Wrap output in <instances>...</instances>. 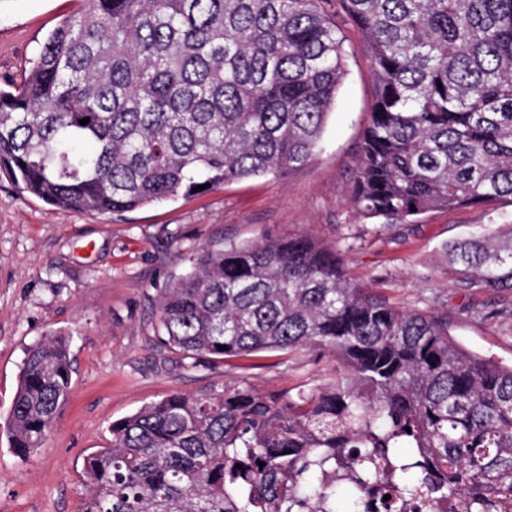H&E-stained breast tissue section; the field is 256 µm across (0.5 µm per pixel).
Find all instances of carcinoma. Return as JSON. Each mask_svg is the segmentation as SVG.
<instances>
[{"instance_id":"obj_1","label":"carcinoma","mask_w":512,"mask_h":512,"mask_svg":"<svg viewBox=\"0 0 512 512\" xmlns=\"http://www.w3.org/2000/svg\"><path fill=\"white\" fill-rule=\"evenodd\" d=\"M81 2L0 89V175L50 206L120 213L305 165L346 75L347 24L375 75L357 215L512 200V0ZM445 254L458 287L512 290L511 223ZM190 263L160 301L165 346L195 361L315 349L347 382L151 402L84 459L82 512H512V365L462 348L442 315L367 294L308 232L209 244ZM70 393L68 337L49 333L11 405L18 454Z\"/></svg>"}]
</instances>
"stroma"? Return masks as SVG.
Wrapping results in <instances>:
<instances>
[{
	"label": "stroma",
	"mask_w": 512,
	"mask_h": 512,
	"mask_svg": "<svg viewBox=\"0 0 512 512\" xmlns=\"http://www.w3.org/2000/svg\"><path fill=\"white\" fill-rule=\"evenodd\" d=\"M80 0H0V85L21 83L47 34ZM347 74L322 142L302 167L133 211L89 215L18 194L0 177V512H81L86 455L112 422L166 395L248 381L265 391L335 384L308 350L182 358L160 342L159 291L214 240L308 231L341 253L351 279L390 306L448 316L463 348L512 364V291L455 287L443 247L512 219V203L434 210L414 224L360 220L348 205L375 82L345 29ZM71 334V397L40 448L20 458L8 417L28 348Z\"/></svg>",
	"instance_id": "obj_1"
}]
</instances>
